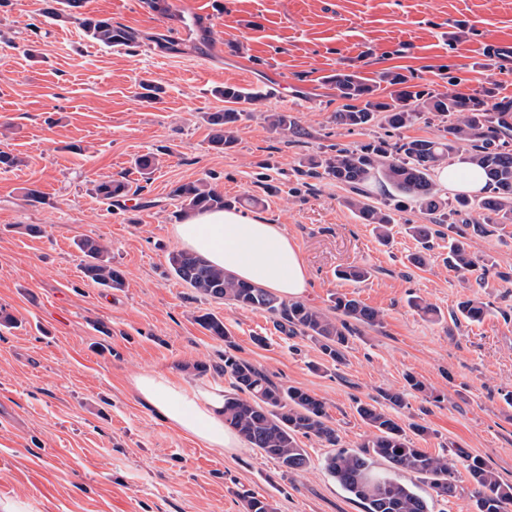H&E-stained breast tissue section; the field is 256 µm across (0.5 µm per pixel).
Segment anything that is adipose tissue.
Wrapping results in <instances>:
<instances>
[{
	"instance_id": "obj_1",
	"label": "adipose tissue",
	"mask_w": 512,
	"mask_h": 512,
	"mask_svg": "<svg viewBox=\"0 0 512 512\" xmlns=\"http://www.w3.org/2000/svg\"><path fill=\"white\" fill-rule=\"evenodd\" d=\"M180 248L196 252L236 279L288 299L306 295L310 274L298 246L281 225L239 209L190 214L173 225ZM140 400L164 421L206 447L230 450L240 438L224 424V394L175 377L141 372L132 378Z\"/></svg>"
}]
</instances>
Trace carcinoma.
I'll return each instance as SVG.
<instances>
[{"label": "carcinoma", "mask_w": 512, "mask_h": 512, "mask_svg": "<svg viewBox=\"0 0 512 512\" xmlns=\"http://www.w3.org/2000/svg\"><path fill=\"white\" fill-rule=\"evenodd\" d=\"M81 25L92 41L104 46H128L137 39L132 30L114 25L109 19L84 18ZM330 79L338 97L346 101L332 114V122L349 131L377 124L385 134L354 147L338 145L330 155L310 156L302 162L300 173L348 187L353 196L346 199V204L355 210L361 223L375 225L385 242L390 239L396 213L406 208L405 199L412 200L429 216V223L406 225V232L419 245L409 257L411 264L419 267L425 263L437 234L433 225L446 224L448 268L484 281L485 275L479 272L478 259L471 251V236L488 234L490 227L497 224H512V99H496L493 81L465 95L438 92L414 82L412 76L392 71L382 73L377 82L343 71ZM382 82L396 87L388 102L379 94ZM217 95L230 107L208 114L207 122L212 127L211 147L224 151L236 145L237 123L249 115L238 104L253 105L260 96L235 85L224 86ZM424 112L443 123L448 136L432 140L399 135ZM265 120L276 131L298 133L295 118L288 112H268ZM461 153L486 177V195L477 202L466 195L444 201L432 179L436 166ZM373 178L390 187L388 198L380 204L368 202L366 185ZM130 191L123 180L101 181L95 186L96 194L109 201ZM170 195L180 202L181 212L186 215L229 205L224 195L205 180L179 184ZM475 209L482 211V221H452V217ZM77 246L84 256L82 273L86 279L103 288L123 287L121 272L112 266L105 245L84 239ZM168 265L177 280L200 296L223 300L243 311L267 312L281 333L309 340L336 363L345 359L358 326L381 323L377 309L354 297H338L327 310L286 302L263 288L231 278L203 257L187 251L169 253ZM459 311L471 321H479L484 315L483 303L474 299L461 302ZM196 321L210 335L224 340L225 350L224 364L209 367L197 362L193 368L199 373L212 369L232 379L235 393L224 396V422L242 442L294 472L304 470L309 463L301 438L314 437L331 446L338 445L336 429L329 424L322 399L301 388L277 383L262 368L232 354L234 343L223 319L204 313ZM357 413L371 428V435L359 451L339 448L327 456L324 469L360 501L364 512H431L427 500L408 485L375 469L374 457L387 461L394 470L422 475L436 496L444 500L457 496L461 464L473 486L476 512H505L506 506L512 504V484L500 481L483 459L463 448L433 455L415 447L407 431L423 436L427 427L416 422L403 426L377 401L357 402ZM244 512H275V507L265 497L247 495Z\"/></svg>", "instance_id": "cac0c4a2"}]
</instances>
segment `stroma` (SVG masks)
I'll return each instance as SVG.
<instances>
[{"instance_id":"1","label":"stroma","mask_w":512,"mask_h":512,"mask_svg":"<svg viewBox=\"0 0 512 512\" xmlns=\"http://www.w3.org/2000/svg\"><path fill=\"white\" fill-rule=\"evenodd\" d=\"M83 0L80 19L48 16V0H0V152L19 158L0 168V498L32 512H244L242 497L272 500L276 512H363L323 467L331 446L303 439L309 467L290 473L258 450L209 448L144 406L131 378L173 375L231 392L214 372L224 342L196 321L211 312L230 330L235 353L287 386L322 398L343 448L370 430L356 411L385 391L405 395L401 420L428 427L416 447L437 454L458 446L512 483V224L471 240L495 274L485 287L462 279L436 239L425 265L407 260L416 242L403 223L381 245L345 200L346 187L320 179L299 193L267 185L299 183L310 154L382 136L349 131L332 114L342 101L330 77L353 71L378 80L414 73L434 88L473 93L486 82L512 98V52L491 54L486 39H512V0ZM109 18L133 29L135 44L90 40L81 18ZM166 36L167 48L156 46ZM144 80L160 100L138 98ZM235 85L263 101L241 121L234 148L214 150L207 116L223 111L215 88ZM291 112L298 135L269 129L264 115ZM158 154L148 176L135 159ZM119 179L128 196L110 201L97 182ZM211 180L232 199L262 197L257 211L284 227L310 270L307 304L325 309L340 294L381 313L351 340L346 360L324 362L318 347L287 336L261 311L206 299L175 280L167 261L181 183ZM40 202H30L28 190ZM41 232L29 234L28 225ZM81 238L106 242L122 273L119 289L81 273ZM349 265L371 268L361 283L338 279ZM418 295L438 311L421 316ZM485 305L482 320L459 312ZM211 370L198 374L196 362ZM427 393L407 391L405 377ZM396 477L430 500L433 512H475L472 487L437 499L420 475Z\"/></svg>"}]
</instances>
